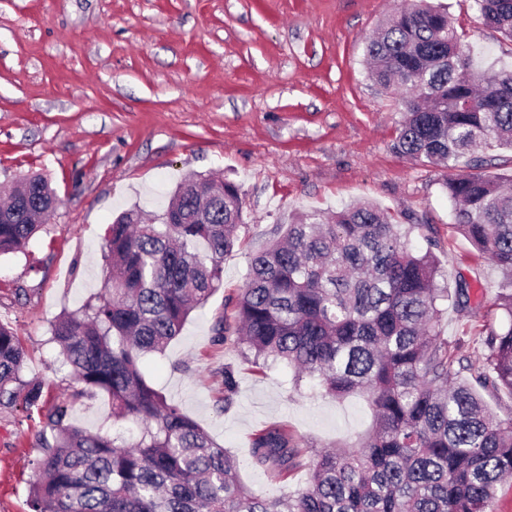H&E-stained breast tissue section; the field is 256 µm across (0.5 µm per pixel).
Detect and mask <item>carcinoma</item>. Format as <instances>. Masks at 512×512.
I'll list each match as a JSON object with an SVG mask.
<instances>
[{
    "instance_id": "carcinoma-1",
    "label": "carcinoma",
    "mask_w": 512,
    "mask_h": 512,
    "mask_svg": "<svg viewBox=\"0 0 512 512\" xmlns=\"http://www.w3.org/2000/svg\"><path fill=\"white\" fill-rule=\"evenodd\" d=\"M477 3L485 25L512 40V0ZM365 55L375 83L405 101L400 154L452 169L480 145L512 148V69L490 80L475 70L448 7L413 0L366 38ZM442 188L457 232L504 276L496 305L506 323L487 328L475 383L460 378L439 330L443 303L466 311L471 283L461 275L449 293L438 241L411 250L422 225L394 224L368 201L325 222L298 216L251 257L232 316L216 319L214 340L233 341L256 368L284 362L294 382L317 378L327 395L359 394L372 411L359 445L328 446L311 465L287 425L257 433L251 454L271 476L309 468L305 487L273 498L253 494L231 453L140 369L223 286L243 223L239 187L193 174L157 222L122 212L105 233L104 292L60 314L50 342L86 387L112 397L115 415L142 425L138 436L65 423L66 408L22 379L18 337L0 323V407L21 399L52 432L36 436L30 512H491L512 477V420L490 413L477 387L512 394V188L481 174L450 175ZM54 200L40 175L9 190L0 255L43 229ZM222 381L227 410L237 392L228 366Z\"/></svg>"
}]
</instances>
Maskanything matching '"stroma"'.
Masks as SVG:
<instances>
[{"label": "stroma", "instance_id": "1", "mask_svg": "<svg viewBox=\"0 0 512 512\" xmlns=\"http://www.w3.org/2000/svg\"><path fill=\"white\" fill-rule=\"evenodd\" d=\"M448 6L479 71L512 67V42L484 25L476 0ZM404 0H0V187L44 176L59 203L23 250L0 255V323L26 351L23 378L68 407L67 423L136 435L112 401L86 390L50 343V326L100 292L104 230L122 211L157 214L181 180L211 173L243 197L240 246L224 285L193 311L146 378L235 454L243 482L263 496L278 482L248 458L254 433L288 424L309 458L371 424L365 401L323 396L278 364L256 370L211 326L244 283L252 254L276 225L369 200L394 222L430 226L445 282L465 276L470 309L440 321L449 351L471 369L487 324L503 315L501 271L452 227L444 167L395 152L402 105L374 84L365 39ZM459 169L512 175V151L490 146ZM232 366L224 405L217 372ZM45 428L37 412L0 408V512H30L29 486Z\"/></svg>", "mask_w": 512, "mask_h": 512}]
</instances>
